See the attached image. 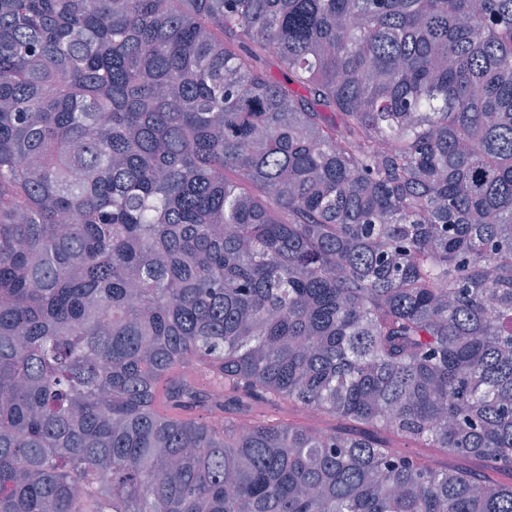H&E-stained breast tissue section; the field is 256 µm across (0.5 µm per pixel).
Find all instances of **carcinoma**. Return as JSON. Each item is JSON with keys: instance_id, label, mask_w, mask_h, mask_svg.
<instances>
[{"instance_id": "1", "label": "carcinoma", "mask_w": 512, "mask_h": 512, "mask_svg": "<svg viewBox=\"0 0 512 512\" xmlns=\"http://www.w3.org/2000/svg\"><path fill=\"white\" fill-rule=\"evenodd\" d=\"M0 512H512V0H0Z\"/></svg>"}]
</instances>
